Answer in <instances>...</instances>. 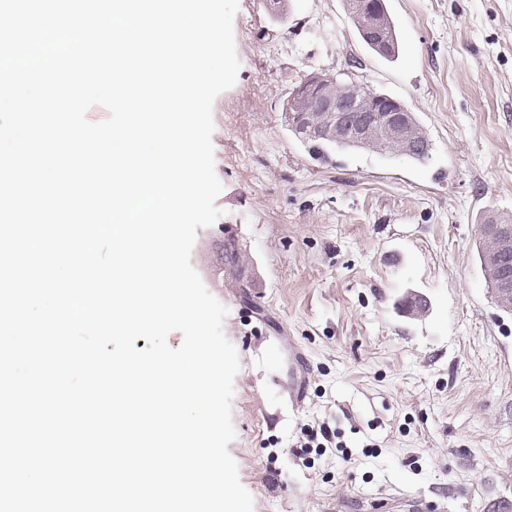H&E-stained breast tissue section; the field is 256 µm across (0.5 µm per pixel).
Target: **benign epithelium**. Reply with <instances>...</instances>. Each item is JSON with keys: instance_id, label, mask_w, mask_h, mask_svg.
Masks as SVG:
<instances>
[{"instance_id": "obj_1", "label": "benign epithelium", "mask_w": 512, "mask_h": 512, "mask_svg": "<svg viewBox=\"0 0 512 512\" xmlns=\"http://www.w3.org/2000/svg\"><path fill=\"white\" fill-rule=\"evenodd\" d=\"M356 13L372 32L379 30L380 21L370 0H352ZM310 87L300 86L284 104L290 126L301 138H332L345 141L406 144L421 134L411 121L412 112L402 102L376 93H360L352 97L327 85L315 96ZM349 112L362 113V121L349 123ZM483 239L490 265L485 272L495 303L512 310V268L506 262L512 251V225L494 224L485 228Z\"/></svg>"}]
</instances>
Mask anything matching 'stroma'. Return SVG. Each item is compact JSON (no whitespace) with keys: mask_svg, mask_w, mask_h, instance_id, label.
Masks as SVG:
<instances>
[{"mask_svg":"<svg viewBox=\"0 0 512 512\" xmlns=\"http://www.w3.org/2000/svg\"><path fill=\"white\" fill-rule=\"evenodd\" d=\"M399 53L361 40L344 0H239L240 70L213 104L221 216L191 263L228 309L241 369L228 450L254 512H366L384 497L512 512V316L478 264L489 211L512 214V0H386ZM407 105L420 165L313 159L282 107L308 74ZM235 231L248 273L204 263ZM300 385L292 398L288 388ZM328 424L343 449L296 451Z\"/></svg>","mask_w":512,"mask_h":512,"instance_id":"35a3bbf8","label":"stroma"}]
</instances>
